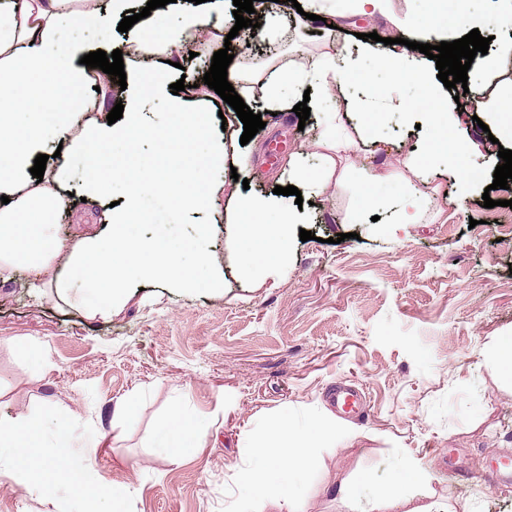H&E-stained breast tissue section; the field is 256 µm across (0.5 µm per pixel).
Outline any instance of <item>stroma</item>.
I'll use <instances>...</instances> for the list:
<instances>
[{"label": "stroma", "mask_w": 512, "mask_h": 512, "mask_svg": "<svg viewBox=\"0 0 512 512\" xmlns=\"http://www.w3.org/2000/svg\"><path fill=\"white\" fill-rule=\"evenodd\" d=\"M394 14L410 18L401 38L420 42L433 27L440 0H391ZM391 26L357 17L345 32L311 31L269 49L253 42L236 59L250 76L273 65L297 66L327 51L361 60L351 92L363 88L364 72L375 69ZM147 67L128 58L127 95L139 111L143 136L126 159L128 175L150 165L160 172L189 165L165 151L158 138L168 113L155 93L141 89ZM190 105L208 114L215 141L227 156L245 159L239 181L221 182L218 211L179 210L166 197L141 198L142 220L134 232L159 237L192 262L203 240L209 263L204 277L223 288H173L142 281L109 320L87 317L59 302L49 288H33L25 271L0 282V413L14 417L54 409L70 414L78 434L100 439L99 448L75 451V464L93 467L104 482L133 483L135 512H230L234 498L224 477L250 458V430L277 412L299 424L323 415L336 381L363 386L366 410L346 419L335 440L320 449L321 467L305 480L292 512H349L328 487L348 475L389 481L404 456L431 468L429 486L450 512H512V483L492 488L476 477L487 453L512 457V387L486 360L488 346L512 335V209L501 206L502 190L477 184L474 196L489 194L496 205L458 211L453 179H396L379 186L386 203L415 197L422 223L392 233L382 224L351 225L359 178L388 169L404 172L408 159L433 143L416 115L390 114L367 127L366 148L349 159L350 173L313 204L305 205L312 240L293 239L287 263L266 277L241 262L248 243L238 233L239 215L230 202L242 188L263 193L282 173L264 144H278L289 157L315 164L322 115L299 120L292 112L271 114L263 88L253 85L250 105L264 129L241 144L234 113L221 97L194 96ZM99 212L71 197L54 227L59 238L77 242L103 231ZM344 234L341 243L332 238ZM34 345L48 358L31 364L22 352ZM138 395L135 417L116 420L115 407ZM193 409L208 428L207 444L190 461L159 456L150 437L173 404ZM468 461L470 471L450 477L447 456Z\"/></svg>", "instance_id": "1"}]
</instances>
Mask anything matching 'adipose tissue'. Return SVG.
Listing matches in <instances>:
<instances>
[{"instance_id":"1","label":"adipose tissue","mask_w":512,"mask_h":512,"mask_svg":"<svg viewBox=\"0 0 512 512\" xmlns=\"http://www.w3.org/2000/svg\"><path fill=\"white\" fill-rule=\"evenodd\" d=\"M84 2L0 0V280L8 279L15 269H25L31 287L51 284L61 302L76 304L90 316L106 319L125 301L128 285L138 280L162 278L174 288L216 287V280L202 276L208 263L203 247H196L192 263L187 264L160 239L134 235L132 228L138 222L141 195L147 189L166 195L178 209L216 206L219 186L209 173L223 167L224 148L218 145L206 154L199 151V142L212 133L209 119L190 108L186 92L172 93L163 71L148 68V85L161 96L168 112L181 115L185 121V130L169 133L168 139L177 152L194 155V166L173 176L142 173L127 183L123 201L117 206L109 189L120 178V171L86 170L83 195L88 202L103 207L106 228L73 246L54 234L57 215L67 199L68 175L59 167L45 170L43 178L32 176L42 141L56 128L64 127L74 132L66 151L86 157L96 155L111 142L130 152L138 144L136 107L125 106L123 121L108 123L107 115L116 104L112 98L99 101L93 118L75 104L49 118L32 110L56 81L78 89L91 78L102 82L109 79L102 70L81 64L86 46L65 38L62 27L76 21L89 29L98 28L107 18L125 16L131 0H107L105 6L90 8ZM389 2L318 0V9L320 15L331 18L383 16L394 28L405 26V19L392 14ZM229 22L224 0H204L199 8L185 12L179 24L167 28L161 39L142 40L135 46L126 41L119 48L127 54L136 47L175 62L195 43L198 33L225 38ZM358 69L354 60L337 68L335 56L327 53L310 66L279 71L266 82L268 108L284 112L304 101L312 111H319L324 97ZM467 86L469 99L487 104L499 137L512 143V78H504L500 59L483 58L479 74L469 76ZM458 110L452 92H445L440 105L433 107L393 97L384 84L366 77L362 97L325 116L318 143L325 151L322 168L292 167L288 182L314 196L327 189L345 154L357 148L356 139L345 128V112L359 113L369 124L385 112H420L439 132L440 144L415 155L409 169L416 176L428 171L454 176L459 186L457 207L467 209L476 202L470 193L475 179L459 166L457 158L460 147H474L475 141L458 136ZM234 204L240 216V236L262 242L274 253L270 259L259 251L246 253L245 265L274 270L277 262L288 257L290 241L301 220L299 212L274 194H240ZM63 254L68 257L69 277L49 278L55 260ZM75 430L72 419L64 415L34 419L0 416V471L17 484L37 490L50 503L55 502L58 485L63 482L91 512H132L135 489L104 483L73 464V450L80 445ZM337 431L338 424L332 418L315 419L302 426L285 411L272 417L264 437L254 441L248 464L234 477L236 503L242 512H249L256 504H269L284 512L300 494L304 476L320 467L319 443ZM203 439V423L181 407L173 408L153 433L156 447L173 462L196 454ZM430 480L428 467L405 457L394 465L390 481L373 488L368 497L360 496L362 480L358 477L341 479L330 491L349 505L350 512H447L441 502L413 496L415 487Z\"/></svg>"}]
</instances>
